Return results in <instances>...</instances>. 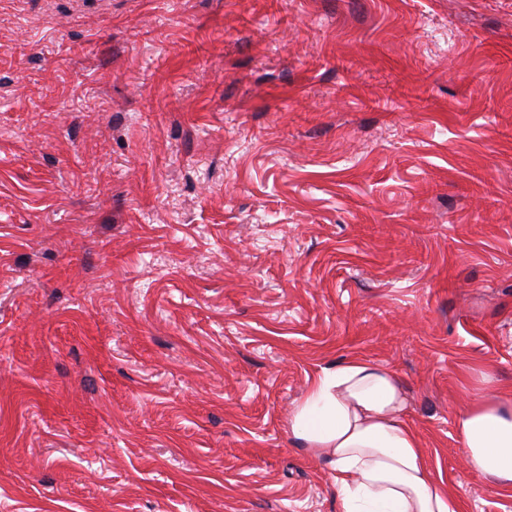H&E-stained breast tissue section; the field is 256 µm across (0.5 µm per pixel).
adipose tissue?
I'll return each mask as SVG.
<instances>
[{
    "mask_svg": "<svg viewBox=\"0 0 512 512\" xmlns=\"http://www.w3.org/2000/svg\"><path fill=\"white\" fill-rule=\"evenodd\" d=\"M406 407L396 374L361 360L323 367L294 406L288 431L328 466L341 512H459L433 480ZM454 424L467 467L512 487V400L488 389Z\"/></svg>",
    "mask_w": 512,
    "mask_h": 512,
    "instance_id": "1",
    "label": "adipose tissue"
}]
</instances>
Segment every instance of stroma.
<instances>
[{
    "label": "stroma",
    "instance_id": "1",
    "mask_svg": "<svg viewBox=\"0 0 512 512\" xmlns=\"http://www.w3.org/2000/svg\"><path fill=\"white\" fill-rule=\"evenodd\" d=\"M0 0V512H340L288 433L386 367L461 512L512 397V0ZM487 392L455 415L457 436L467 467L499 487H512V401L498 393L484 377Z\"/></svg>",
    "mask_w": 512,
    "mask_h": 512
}]
</instances>
